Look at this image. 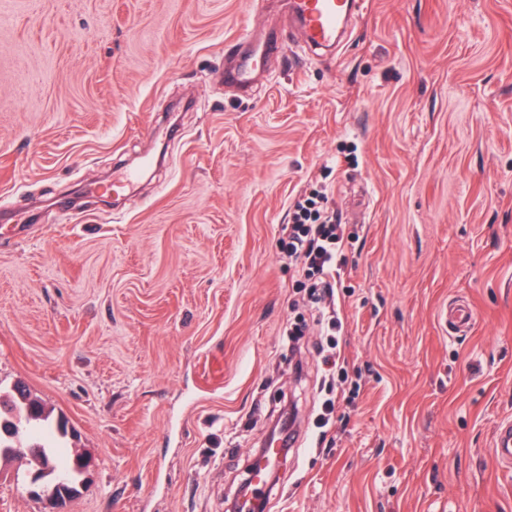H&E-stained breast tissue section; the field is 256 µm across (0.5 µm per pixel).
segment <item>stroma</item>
Here are the masks:
<instances>
[{"mask_svg":"<svg viewBox=\"0 0 512 512\" xmlns=\"http://www.w3.org/2000/svg\"><path fill=\"white\" fill-rule=\"evenodd\" d=\"M265 2L0 0V387L68 418L63 512H232L286 417L265 512H512V0H367L242 93L230 44L288 19ZM147 156L119 208L96 195ZM315 189L361 374L323 448L319 327L279 247ZM458 299L478 317L452 336ZM33 473L0 459V512H40ZM494 447L498 460L510 468L512 465V420H506L498 426Z\"/></svg>","mask_w":512,"mask_h":512,"instance_id":"1","label":"stroma"}]
</instances>
